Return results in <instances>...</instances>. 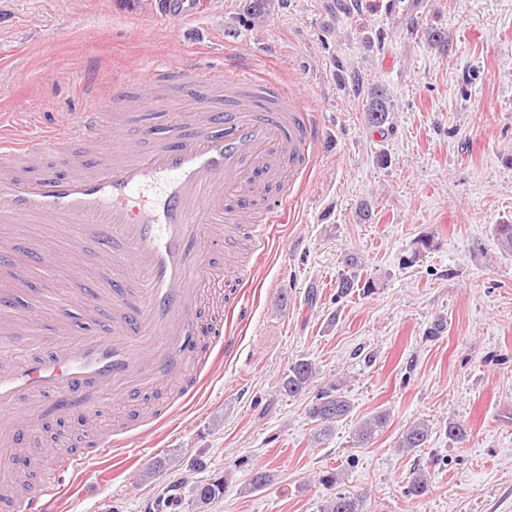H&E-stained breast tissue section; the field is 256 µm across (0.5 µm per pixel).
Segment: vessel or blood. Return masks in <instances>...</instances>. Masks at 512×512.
Here are the masks:
<instances>
[{"instance_id": "vessel-or-blood-1", "label": "vessel or blood", "mask_w": 512, "mask_h": 512, "mask_svg": "<svg viewBox=\"0 0 512 512\" xmlns=\"http://www.w3.org/2000/svg\"><path fill=\"white\" fill-rule=\"evenodd\" d=\"M166 23L194 18L197 0H156ZM140 87L176 103L195 92L188 119L160 126L145 143L126 144L108 111L128 110L132 94L113 89L110 109L92 104L64 130L19 135L0 129V223L24 238L29 225L51 224L85 235L68 249L32 252L39 268L63 262L66 250L92 244L111 269L105 288L78 300L96 321L92 335L60 330L48 355L0 360V493L12 489L21 451L42 420L82 419L97 404L130 400L170 388L189 363L216 362L214 339L224 336L223 305L248 320L237 299V268L213 255L217 236L247 225L257 251H267L274 225L286 214L283 187H298L319 154L322 119L300 91L274 75H257L247 59L230 56L215 71L179 55L151 66ZM116 140L109 157L81 153L84 145ZM69 153L67 172L36 178L19 173L53 153ZM26 314L0 326V338L37 335ZM131 426L115 420L104 442L67 444L13 512H59L61 496L86 459L126 454Z\"/></svg>"}]
</instances>
